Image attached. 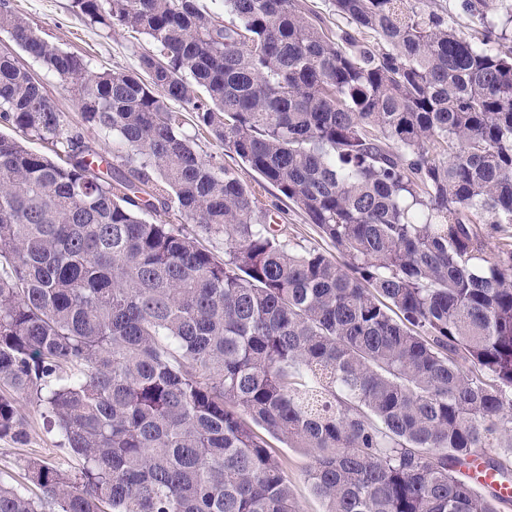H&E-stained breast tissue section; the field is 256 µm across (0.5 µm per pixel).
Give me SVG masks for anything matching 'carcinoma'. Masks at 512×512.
Wrapping results in <instances>:
<instances>
[{"label":"carcinoma","instance_id":"carcinoma-1","mask_svg":"<svg viewBox=\"0 0 512 512\" xmlns=\"http://www.w3.org/2000/svg\"><path fill=\"white\" fill-rule=\"evenodd\" d=\"M73 4L154 50L94 71L0 0L113 137L0 51V126L48 145L0 134V439L32 406L77 462L0 479V512H296L273 439L322 512H498L459 468L512 451V5L463 0V38L406 0H331L336 32L304 0ZM185 111L336 255L279 238ZM45 87L49 96L54 100L57 108L64 112L67 116L70 126L83 128L86 135H89L92 140L95 136V141L107 151L112 149V136H104L103 134L97 135L96 133L88 131L87 125H82L80 112L76 106L75 101L60 85L58 80L51 75L45 76ZM272 444L283 458L288 478L295 486L298 512H321L322 506L310 493L307 481L310 454L298 448H288L276 440H272Z\"/></svg>","mask_w":512,"mask_h":512}]
</instances>
